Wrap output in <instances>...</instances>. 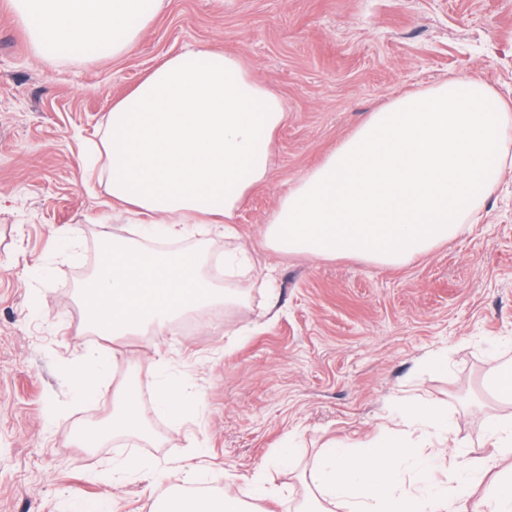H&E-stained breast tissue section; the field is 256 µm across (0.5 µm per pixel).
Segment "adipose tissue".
Segmentation results:
<instances>
[{
    "mask_svg": "<svg viewBox=\"0 0 512 512\" xmlns=\"http://www.w3.org/2000/svg\"><path fill=\"white\" fill-rule=\"evenodd\" d=\"M157 0H13L33 45L91 43L98 55L130 52ZM138 25H130V16ZM288 121L281 98L250 78L234 53L197 47L155 66L113 104L101 138L114 205L134 214L140 237L179 241L195 225L225 236L251 189L274 165L272 138ZM512 167V105L489 84L453 78L368 113L355 131L280 199L264 244L313 258L350 255L399 265L457 236ZM102 259L79 297L102 337L165 335L170 322L206 308L240 305V278L254 266L244 248L224 254L216 285L193 251H151L103 237ZM140 390L126 379L112 393L99 434L138 433ZM400 430L351 445L330 444L307 473L316 505L304 512H512V419L493 418L496 456L451 454L447 482L434 478L431 447L448 440V417L419 401L399 407ZM263 481L225 484L213 500L171 495L159 512H255L275 496Z\"/></svg>",
    "mask_w": 512,
    "mask_h": 512,
    "instance_id": "adipose-tissue-1",
    "label": "adipose tissue"
}]
</instances>
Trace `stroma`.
Returning a JSON list of instances; mask_svg holds the SVG:
<instances>
[{"label": "stroma", "mask_w": 512, "mask_h": 512, "mask_svg": "<svg viewBox=\"0 0 512 512\" xmlns=\"http://www.w3.org/2000/svg\"><path fill=\"white\" fill-rule=\"evenodd\" d=\"M194 46L235 53L284 101L275 168L239 212L240 242L259 249L258 275L233 310L189 313L145 335L99 338L78 290L100 261L103 233L125 237L101 173L87 174L112 105L164 59ZM475 76L512 100V0H162L121 58H40L11 0H0V512H148L170 480L163 466L208 469V482L266 479V512H301L302 479L331 440L356 443L394 422L410 397L448 413L459 451L493 456L485 418L512 415L486 387L512 364V170L479 223L401 265L349 256L316 260L263 248L265 220L288 188L391 100ZM278 305L263 315L260 277ZM117 359L112 383L137 375L149 434L75 437L111 414L112 392L80 398L86 347ZM446 355L444 367L432 361ZM197 404L172 425L160 379ZM293 469L275 465L286 444ZM130 467L123 482L103 479Z\"/></svg>", "instance_id": "1"}]
</instances>
